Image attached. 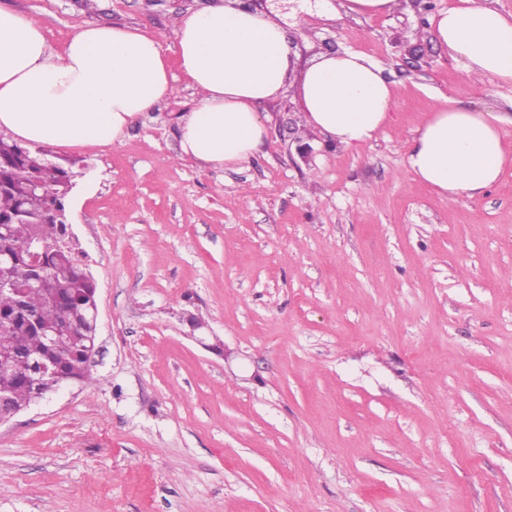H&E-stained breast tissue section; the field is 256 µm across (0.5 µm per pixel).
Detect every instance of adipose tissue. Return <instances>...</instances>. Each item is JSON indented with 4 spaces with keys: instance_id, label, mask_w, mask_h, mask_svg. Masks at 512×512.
<instances>
[{
    "instance_id": "adipose-tissue-1",
    "label": "adipose tissue",
    "mask_w": 512,
    "mask_h": 512,
    "mask_svg": "<svg viewBox=\"0 0 512 512\" xmlns=\"http://www.w3.org/2000/svg\"><path fill=\"white\" fill-rule=\"evenodd\" d=\"M432 28L467 77L512 85V13L486 0H457ZM292 53L285 27L228 0L182 15L169 37L90 25L58 51L37 22L0 0V130L33 149L120 143L173 93L176 69L198 95L177 128L183 156L237 166L267 136L260 108L286 87ZM294 93L304 125L344 146L376 140L393 105L384 67L352 49L314 58ZM503 120L490 106L445 101L417 128L410 171L448 200L480 195L499 181L511 156Z\"/></svg>"
}]
</instances>
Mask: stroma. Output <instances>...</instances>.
Listing matches in <instances>:
<instances>
[{
  "mask_svg": "<svg viewBox=\"0 0 512 512\" xmlns=\"http://www.w3.org/2000/svg\"><path fill=\"white\" fill-rule=\"evenodd\" d=\"M9 2L58 50L88 24L168 35L209 0ZM401 2L280 17L295 71L349 48L386 68L375 141L301 127L288 88L253 158L203 165L181 155L179 76L121 143L51 147L85 164L68 210L96 354L85 385L0 425V512H512V160L455 202L407 165L441 94L494 106L512 152V85L435 41L456 0ZM398 0H342L343 14L351 17H387L398 8Z\"/></svg>",
  "mask_w": 512,
  "mask_h": 512,
  "instance_id": "stroma-1",
  "label": "stroma"
}]
</instances>
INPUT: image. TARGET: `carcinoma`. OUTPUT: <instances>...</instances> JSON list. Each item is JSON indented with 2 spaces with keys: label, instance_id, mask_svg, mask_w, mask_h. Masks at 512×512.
I'll return each instance as SVG.
<instances>
[{
  "label": "carcinoma",
  "instance_id": "1",
  "mask_svg": "<svg viewBox=\"0 0 512 512\" xmlns=\"http://www.w3.org/2000/svg\"><path fill=\"white\" fill-rule=\"evenodd\" d=\"M76 176L45 150L0 133V277L26 286L20 299L0 294V354L11 362L0 370V397L10 407L45 399L49 375L72 385L91 379L85 362L96 335L97 284L72 240L65 205ZM33 241L41 245L35 264ZM61 326L63 341L48 344L45 334Z\"/></svg>",
  "mask_w": 512,
  "mask_h": 512
}]
</instances>
